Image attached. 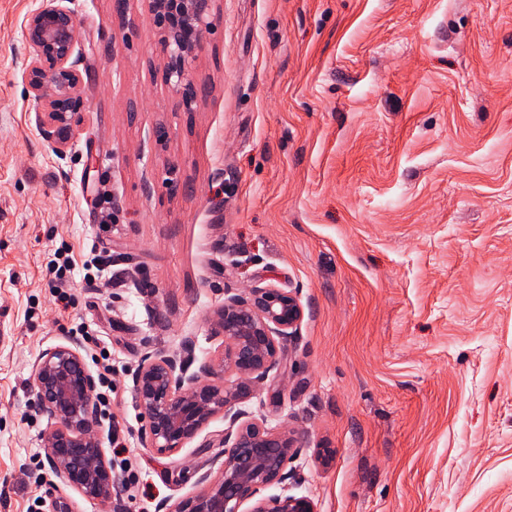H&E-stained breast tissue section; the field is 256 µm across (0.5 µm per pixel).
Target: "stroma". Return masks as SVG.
Listing matches in <instances>:
<instances>
[{
	"mask_svg": "<svg viewBox=\"0 0 512 512\" xmlns=\"http://www.w3.org/2000/svg\"><path fill=\"white\" fill-rule=\"evenodd\" d=\"M0 0V512H167L217 472L216 415L160 455L144 358L220 355L211 319L256 286L304 317L242 407L295 430L286 486L316 512H512V0H212L166 83L150 0H66L83 108L56 146ZM71 296L55 301L57 287ZM112 370L125 481L90 502L52 471L40 354Z\"/></svg>",
	"mask_w": 512,
	"mask_h": 512,
	"instance_id": "obj_1",
	"label": "stroma"
}]
</instances>
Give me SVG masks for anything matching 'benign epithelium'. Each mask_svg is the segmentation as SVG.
<instances>
[{
    "label": "benign epithelium",
    "mask_w": 512,
    "mask_h": 512,
    "mask_svg": "<svg viewBox=\"0 0 512 512\" xmlns=\"http://www.w3.org/2000/svg\"><path fill=\"white\" fill-rule=\"evenodd\" d=\"M62 0H41L26 18L23 37L28 48L25 78L34 111L47 118V137L64 145L71 121L79 113L83 78L72 61L77 44L75 13ZM211 0H152L162 27L166 80L191 109L198 93L186 79L207 25ZM303 308L296 295L282 288L255 287L249 295L229 297L213 326L224 337V353L188 373L185 362L159 353L147 356L135 377V399L145 420L149 446L161 454L194 440L211 419H229L219 447V474L204 473L203 489L178 502L169 512H315L306 496H262V489L288 480V459L297 438L288 429L265 427L238 408L266 380L284 344L296 335ZM235 376L226 381V373ZM37 410L54 426L44 434L52 470L67 487L93 502L118 499L124 483L112 471L102 448V430L94 392L97 379L76 342L43 351L33 366ZM250 504L247 511L242 506Z\"/></svg>",
    "instance_id": "obj_1"
}]
</instances>
